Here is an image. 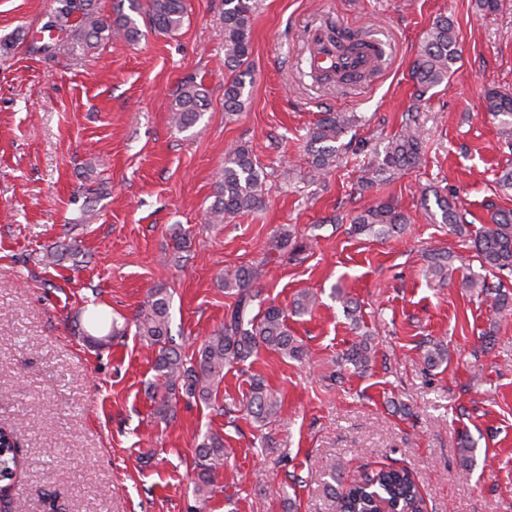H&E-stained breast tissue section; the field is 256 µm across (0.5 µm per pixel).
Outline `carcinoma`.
<instances>
[{
  "instance_id": "obj_1",
  "label": "carcinoma",
  "mask_w": 512,
  "mask_h": 512,
  "mask_svg": "<svg viewBox=\"0 0 512 512\" xmlns=\"http://www.w3.org/2000/svg\"><path fill=\"white\" fill-rule=\"evenodd\" d=\"M130 10H140L148 16L151 27L161 34H169L182 24L185 7L183 0H117L113 16L99 11L96 0H56L53 15L45 27L50 33L44 47L64 44L74 51H87L106 43L114 37L136 39L140 31L136 21L124 12V2ZM253 0H224V56L228 70L224 78V110L230 115L238 113L243 105L245 82L243 77L250 67L251 21ZM460 44L454 24L446 17L436 20L424 37L420 51L413 62L411 76L417 98L448 82L453 66L460 59ZM206 98L203 84L186 81L179 88L172 110V123L179 129L193 125L201 116ZM487 112L498 120L503 132L512 136V93L490 90L485 96ZM355 118L342 112H326L318 119L308 134V151L311 157L309 181L337 166L351 144H341L342 136L351 131ZM421 162V133L413 110L403 129L395 135L377 157L371 168L361 177V186L368 188L377 182L394 180ZM266 174L252 153L243 145L231 146L224 155V170L218 183L217 195L207 211L211 224H222L227 219L262 206ZM441 223L454 225L462 232L456 206L448 198L435 196ZM407 219L396 207L389 204L370 205L351 219V231L356 236L378 239L403 231ZM481 266L494 271L502 278L512 277V212L499 214L494 224L476 237L474 242ZM271 249L286 251L297 256L304 246L292 241L283 233L274 238ZM77 255L69 245L58 244L46 250L42 260L59 264L68 256ZM426 272L441 281L448 277L454 256L447 251L432 250L426 255ZM259 266H240L224 272V291L235 296V302L224 317V323L190 353L182 350L170 334L171 297L164 289L150 293L136 319L138 335L154 348L155 380L151 384L154 413L167 420L174 416L180 400L210 404L217 396L224 381V368L244 365L256 358L260 350L273 351L285 358L300 360L306 355L304 346L293 336L288 327V316L312 313L317 305L313 292L303 291L294 298L291 311L270 304L254 308L258 293L253 289L260 279ZM463 287L478 296L493 298L495 314L503 317L512 313V293L501 288L493 289L480 275H470ZM91 330H83L89 342L101 345L126 334V328L117 322H106L101 315L90 318ZM101 336H96V333ZM374 350L369 339L356 342L341 360L356 369L369 367ZM423 360L437 366L448 360V349L442 343L432 344L423 353ZM247 408L255 422L276 420L282 412V403L268 388L264 379L254 376L250 381ZM228 451L224 438L212 431L206 432L195 450L194 495L207 501L215 493L216 473L224 467ZM24 462L18 451L13 432L0 427V504L18 509L11 498V491L23 470ZM402 512H424L423 500L416 483L406 469L381 468L373 475L348 485L339 493L340 512H372L374 495Z\"/></svg>"
}]
</instances>
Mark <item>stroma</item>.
Instances as JSON below:
<instances>
[{
    "instance_id": "stroma-1",
    "label": "stroma",
    "mask_w": 512,
    "mask_h": 512,
    "mask_svg": "<svg viewBox=\"0 0 512 512\" xmlns=\"http://www.w3.org/2000/svg\"><path fill=\"white\" fill-rule=\"evenodd\" d=\"M253 66L240 115L224 110L223 0H185L180 28L84 53L37 51L54 0H0V426L24 460L12 494L23 512H193L192 457L206 431L229 450L221 490L205 512H337L327 485L384 467L403 468L427 512H512V317L471 296L463 276L480 269L470 235L436 223L427 199L457 201L474 228L512 210L501 189L512 167L485 110L490 89L512 92V0H254ZM453 21L461 48L448 84L415 102L410 77L425 32ZM385 44L380 68L353 88L310 72L314 32L324 23ZM194 78L208 91L201 118L178 130L176 90ZM422 132V164L360 189L363 169L398 133L408 109ZM325 112H353L354 140L316 183L303 174L307 133ZM247 147L266 173L261 208L211 224L230 144ZM106 180L109 196L74 235L80 264L42 261ZM391 203L403 234L369 240L346 223L371 204ZM188 229L174 249L175 226ZM290 231L306 243L288 258L271 250ZM451 252L447 282L426 274L424 254ZM262 265L263 304L290 307L316 293L312 314L289 319L306 355L261 351L247 370L225 369L216 408L179 403L159 419L147 395L155 354L135 333L106 345L85 341L90 314L134 323L150 291L172 296L171 334L193 345L233 304L225 270ZM357 301L375 359L338 369L357 336L343 312ZM441 340L448 361H423ZM491 350H484V342ZM277 393L282 413L259 426L246 412L251 375ZM476 444L463 467L459 437Z\"/></svg>"
}]
</instances>
